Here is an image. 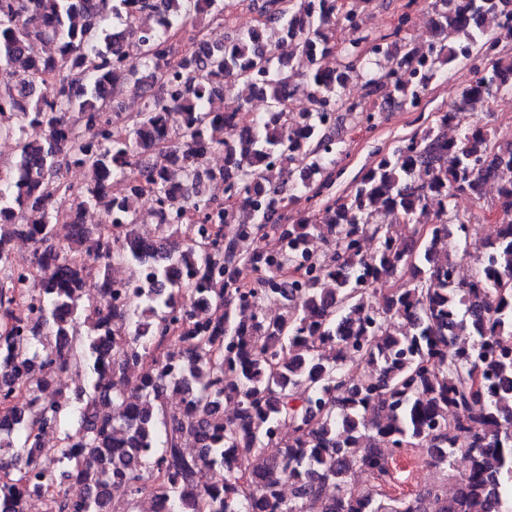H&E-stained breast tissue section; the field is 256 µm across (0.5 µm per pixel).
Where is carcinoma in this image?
<instances>
[{"mask_svg": "<svg viewBox=\"0 0 512 512\" xmlns=\"http://www.w3.org/2000/svg\"><path fill=\"white\" fill-rule=\"evenodd\" d=\"M207 2L203 13L198 0H0V138L14 140L16 156L0 170V348L11 358L0 362V449L21 463L14 480L0 458V495L12 512H25L33 483L47 512H106L116 495L129 512L146 496L165 512H512V140L473 122L448 138L462 116L451 109L326 201L318 219L290 224L275 207L286 190L312 200L333 182L342 147L326 114L371 119L346 98L355 77L391 111L417 106L461 59L473 72L463 100L511 94L501 46L512 24L486 25L505 0L437 7L429 48L402 36L407 11L392 33L369 37L349 0H262L258 27L239 26L221 44L198 29L178 45L202 15L226 22L230 0ZM153 13L157 28H141ZM338 25L352 33L340 46ZM44 42L55 55L40 51ZM416 60L421 75L408 83L402 71ZM299 76L311 106L292 115L282 91ZM229 79L255 80L270 114L226 138L245 104L213 112L208 103ZM125 93L145 96L140 111H122ZM29 125L39 138L26 137ZM213 152L224 154L216 172ZM71 166L91 169L93 181H67ZM487 176L503 184L500 241L461 281L438 247L454 236L468 249L471 225L448 202L481 199ZM215 179L253 210L244 254L240 234L224 241L223 204L208 196ZM145 192L156 231L140 256L126 242ZM59 195L71 200L64 215ZM427 205L437 223L421 236ZM97 206L105 223H83ZM381 212L392 223H377ZM270 231L287 242L275 257L260 246ZM367 235L378 239L371 253ZM16 239L34 248L36 308L19 302ZM311 257L329 267L330 284L282 273ZM87 258L104 275L128 266L125 303H112L108 278L88 296ZM241 264L258 273L254 283L239 280ZM391 278L406 287H386ZM268 303L277 318L263 316ZM81 316L84 336L73 331ZM82 365L93 376L74 397L45 393L54 372ZM47 428L63 434L59 472L41 461ZM408 448L428 449L444 468L466 456L453 498L433 488L411 500L386 494L390 460ZM357 470L375 483L353 482ZM71 478L87 489L77 504L63 489Z\"/></svg>", "mask_w": 512, "mask_h": 512, "instance_id": "obj_1", "label": "carcinoma"}]
</instances>
